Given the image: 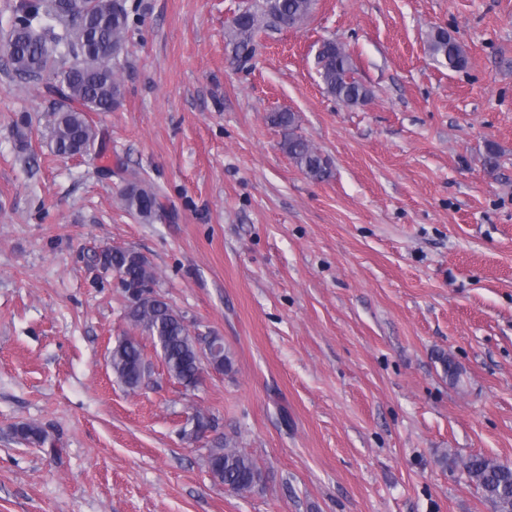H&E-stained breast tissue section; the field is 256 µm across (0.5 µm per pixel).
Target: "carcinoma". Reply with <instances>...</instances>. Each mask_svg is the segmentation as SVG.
Listing matches in <instances>:
<instances>
[{"label": "carcinoma", "mask_w": 512, "mask_h": 512, "mask_svg": "<svg viewBox=\"0 0 512 512\" xmlns=\"http://www.w3.org/2000/svg\"><path fill=\"white\" fill-rule=\"evenodd\" d=\"M314 4L315 0H260L239 13L229 32L235 61L251 60L260 32L302 22ZM141 8V0H112L110 8L102 0H84L83 27L75 29L68 19L70 9L61 0H20L13 6L6 52L15 76L25 83L40 81L48 71L59 77L58 83L47 86L62 101L53 113L51 128L57 155L88 156L94 151L96 131L89 114L110 112L122 101L127 33ZM428 49L437 62L452 70L468 65L464 46L445 30L431 32ZM317 66L326 93L337 101L355 107L372 100V91L355 77V62L341 44L324 41ZM268 120L285 131L282 148L303 173L316 181L330 177L329 160L294 132L295 113L273 112ZM123 202L128 212L145 221L153 220L163 208L159 194L141 180L127 185ZM102 265L122 277L123 293H136L137 303L127 308L126 318L160 350L167 374L186 389L196 387L201 365L195 342L205 337L193 335L185 316L156 291V275L148 258L134 249L110 247L102 254ZM111 366L126 387L138 388L149 376L145 345L133 336L118 340ZM13 435L26 445L49 442L47 432L30 422L16 424ZM206 463L220 483L237 494L259 491L265 485L263 470L230 438L208 449ZM461 465L494 512H512V464L478 454L461 460Z\"/></svg>", "instance_id": "obj_1"}]
</instances>
